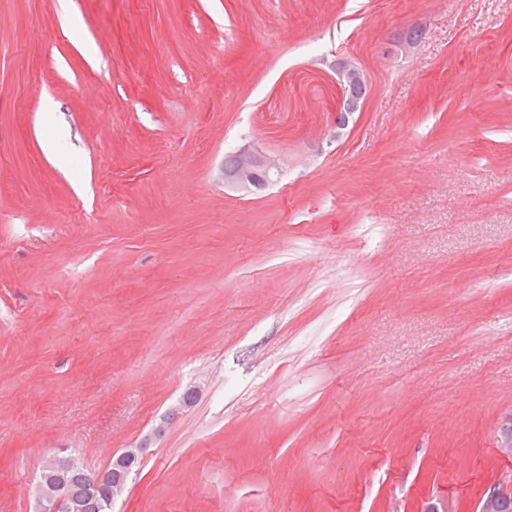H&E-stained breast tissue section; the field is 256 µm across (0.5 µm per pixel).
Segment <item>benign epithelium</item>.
Segmentation results:
<instances>
[{
    "label": "benign epithelium",
    "mask_w": 512,
    "mask_h": 512,
    "mask_svg": "<svg viewBox=\"0 0 512 512\" xmlns=\"http://www.w3.org/2000/svg\"><path fill=\"white\" fill-rule=\"evenodd\" d=\"M339 96L336 104V127L345 126L351 108L359 105L368 92L363 72L344 57L336 58ZM277 168L267 157L251 151H237L224 159V182L241 188L261 189L273 181ZM145 446L125 448L112 457V471L97 473L92 482H79V473L85 470L75 455L60 449L40 469L37 486L40 490L38 512H99L98 492L112 484V495L122 492L126 479L137 472ZM498 453L512 458V413L498 423ZM478 512H512V491L494 485L484 490L478 502Z\"/></svg>",
    "instance_id": "benign-epithelium-1"
}]
</instances>
